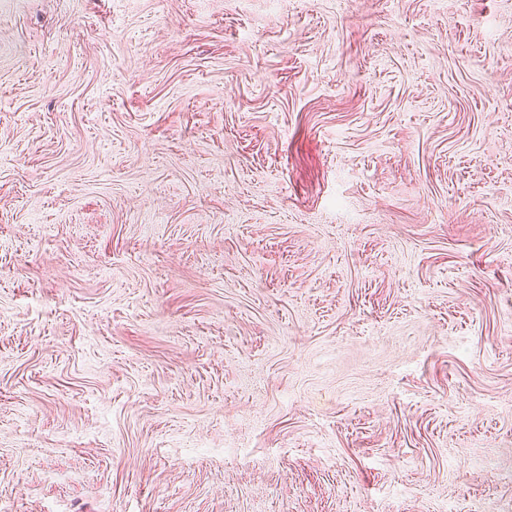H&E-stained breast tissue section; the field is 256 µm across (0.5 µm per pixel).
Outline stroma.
Returning <instances> with one entry per match:
<instances>
[{
    "mask_svg": "<svg viewBox=\"0 0 512 512\" xmlns=\"http://www.w3.org/2000/svg\"><path fill=\"white\" fill-rule=\"evenodd\" d=\"M512 512V0H0V512Z\"/></svg>",
    "mask_w": 512,
    "mask_h": 512,
    "instance_id": "obj_1",
    "label": "stroma"
}]
</instances>
